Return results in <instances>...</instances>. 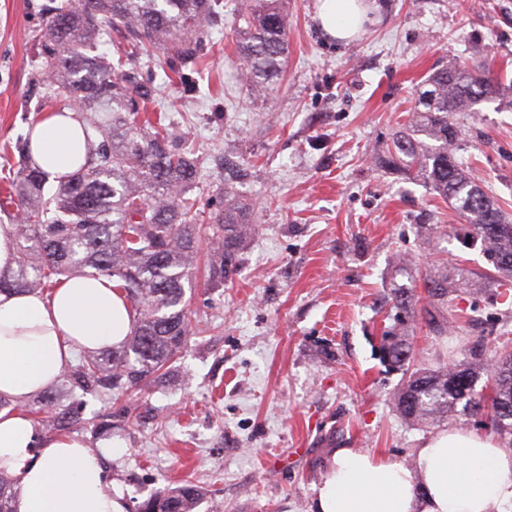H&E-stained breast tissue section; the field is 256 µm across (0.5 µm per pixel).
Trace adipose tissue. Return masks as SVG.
I'll use <instances>...</instances> for the list:
<instances>
[{"label":"adipose tissue","mask_w":512,"mask_h":512,"mask_svg":"<svg viewBox=\"0 0 512 512\" xmlns=\"http://www.w3.org/2000/svg\"><path fill=\"white\" fill-rule=\"evenodd\" d=\"M362 0H317L332 39L360 32ZM83 143L75 113H45L33 128L34 161L73 171ZM135 312L105 276L61 280L51 292L0 293V467L17 475L15 512H126L102 455L76 436L40 435L23 407L57 381L84 349H108L129 335ZM312 512H512V448L473 431L426 439L412 462L356 448L332 454L314 488Z\"/></svg>","instance_id":"ef3b65f1"}]
</instances>
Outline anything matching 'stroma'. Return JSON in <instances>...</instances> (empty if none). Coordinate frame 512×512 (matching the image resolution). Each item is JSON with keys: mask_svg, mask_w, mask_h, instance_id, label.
I'll use <instances>...</instances> for the list:
<instances>
[{"mask_svg": "<svg viewBox=\"0 0 512 512\" xmlns=\"http://www.w3.org/2000/svg\"><path fill=\"white\" fill-rule=\"evenodd\" d=\"M43 2L0 0V166L48 95ZM365 2L369 19L344 45L317 27V0H281L288 62L259 100L234 65L240 0H224L196 66H136L158 90L143 115L186 121L200 211L235 193L254 203L257 232L223 285L194 282V334L175 368L132 400L87 406L111 416L104 461L127 505L189 480L197 512L216 501L224 512H311L335 449L408 461L441 431L491 432L480 414L415 427L392 404L405 374L379 348L396 325V289H413L419 306L409 319L417 369L464 345L512 352V285L486 279L488 261L457 234L424 240L419 225L456 219L383 156L441 66L488 59L512 78V0ZM456 122L458 161L512 218V93ZM443 268L459 286L434 305L422 283Z\"/></svg>", "mask_w": 512, "mask_h": 512, "instance_id": "obj_1", "label": "stroma"}]
</instances>
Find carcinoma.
I'll use <instances>...</instances> for the list:
<instances>
[{
	"instance_id": "cac0c4a2",
	"label": "carcinoma",
	"mask_w": 512,
	"mask_h": 512,
	"mask_svg": "<svg viewBox=\"0 0 512 512\" xmlns=\"http://www.w3.org/2000/svg\"><path fill=\"white\" fill-rule=\"evenodd\" d=\"M222 0H55L41 36L45 82L74 104L82 124L84 162L66 175H51L32 161L30 138L19 142L16 171L3 205H12L18 241L17 267L0 278V292H36L61 278H116L137 319L110 350H87L58 380L68 404L41 396L25 406L44 433L107 424L85 417L90 400L103 404L149 387L188 345L193 330L185 285L207 249L211 284L235 273L243 244L256 231L252 204L231 198L207 224L198 223L192 197L198 160L189 134L172 124L140 120L139 102L153 88L132 64L158 45L187 66L195 63L211 29L222 19ZM246 24L236 58L256 97L266 95L288 54V18L279 0H243ZM122 28L128 50L115 58L102 50L105 37ZM503 84L490 67L457 63L434 72L420 87L411 119L393 142L392 163L415 174L464 221L462 240L480 245L495 273L512 278V221L459 166L454 157L455 112L497 98ZM428 297L442 303L457 287L446 273L424 280ZM404 327L383 349L403 368L412 351ZM490 378L476 390L482 376ZM406 422L432 423L459 410L490 414L492 430L512 443V353L487 357L463 347L434 369L411 372L393 398ZM18 478L0 469V512H14ZM201 494L184 482L151 496L136 512H196Z\"/></svg>"
}]
</instances>
